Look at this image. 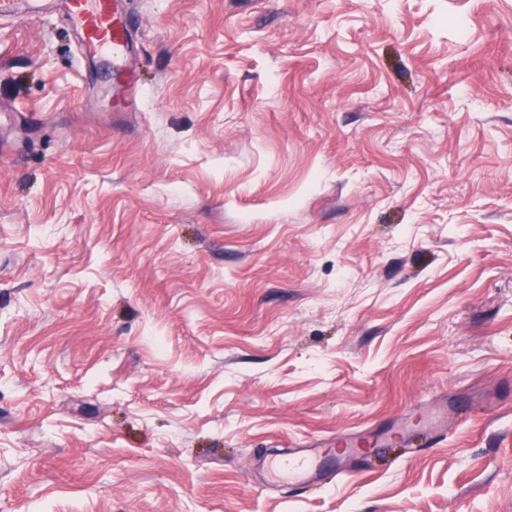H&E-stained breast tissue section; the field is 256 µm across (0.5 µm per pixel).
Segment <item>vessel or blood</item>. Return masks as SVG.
Segmentation results:
<instances>
[{
    "instance_id": "vessel-or-blood-1",
    "label": "vessel or blood",
    "mask_w": 512,
    "mask_h": 512,
    "mask_svg": "<svg viewBox=\"0 0 512 512\" xmlns=\"http://www.w3.org/2000/svg\"><path fill=\"white\" fill-rule=\"evenodd\" d=\"M24 9L58 14L76 34L86 58L105 59L110 72L124 84L136 82V72L129 63L134 53V18L126 0H0V17ZM324 465L316 446L311 445L285 457L261 459L257 469L267 481L308 484L321 479Z\"/></svg>"
}]
</instances>
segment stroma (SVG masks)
<instances>
[{
    "label": "stroma",
    "instance_id": "35a3bbf8",
    "mask_svg": "<svg viewBox=\"0 0 512 512\" xmlns=\"http://www.w3.org/2000/svg\"><path fill=\"white\" fill-rule=\"evenodd\" d=\"M131 8L0 19V512H512V0ZM126 0H0V17L18 14L23 6L58 14L77 36L81 53L88 59L109 62V74L116 73L124 84L137 81L129 60L134 53V18ZM320 445L297 448L286 457L263 458L257 470L265 481L288 480L291 483L308 484L321 479L327 462L318 457Z\"/></svg>",
    "mask_w": 512,
    "mask_h": 512
}]
</instances>
